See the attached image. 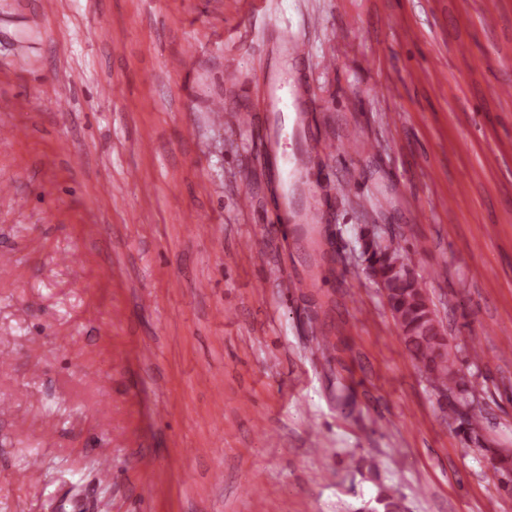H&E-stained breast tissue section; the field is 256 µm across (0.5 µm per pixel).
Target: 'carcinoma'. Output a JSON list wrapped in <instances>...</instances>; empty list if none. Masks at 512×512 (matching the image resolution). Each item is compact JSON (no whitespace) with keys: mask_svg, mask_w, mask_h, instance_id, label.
Instances as JSON below:
<instances>
[{"mask_svg":"<svg viewBox=\"0 0 512 512\" xmlns=\"http://www.w3.org/2000/svg\"><path fill=\"white\" fill-rule=\"evenodd\" d=\"M364 251L368 272L384 291L386 305L410 356L437 388L452 396L449 410L468 425H475L470 415L473 395L458 375L456 356L437 332V315L429 309L410 257L394 239H386L376 230L364 238Z\"/></svg>","mask_w":512,"mask_h":512,"instance_id":"cac0c4a2","label":"carcinoma"}]
</instances>
